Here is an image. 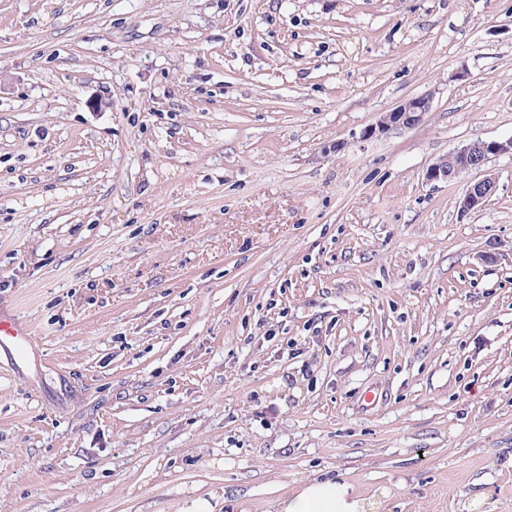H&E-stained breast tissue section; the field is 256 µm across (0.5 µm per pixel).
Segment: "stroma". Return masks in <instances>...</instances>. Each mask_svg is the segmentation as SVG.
<instances>
[{
    "instance_id": "35a3bbf8",
    "label": "stroma",
    "mask_w": 512,
    "mask_h": 512,
    "mask_svg": "<svg viewBox=\"0 0 512 512\" xmlns=\"http://www.w3.org/2000/svg\"><path fill=\"white\" fill-rule=\"evenodd\" d=\"M511 137L512 0H0V512H512ZM431 110V99L427 95L417 96L383 115L367 131V136L384 134L393 129H409L418 125ZM512 154V138L505 141L473 140L441 160L427 171L431 181H453L460 172L481 171L489 160L498 155ZM496 191V181L491 176L470 181L462 195L459 205L462 212L482 207ZM29 337L30 331L27 326L0 310V348L10 344L15 362L19 361V352L24 350ZM362 499L344 482L309 480L302 489L277 503V512H363Z\"/></svg>"
}]
</instances>
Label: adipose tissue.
I'll use <instances>...</instances> for the list:
<instances>
[{
	"instance_id": "obj_1",
	"label": "adipose tissue",
	"mask_w": 512,
	"mask_h": 512,
	"mask_svg": "<svg viewBox=\"0 0 512 512\" xmlns=\"http://www.w3.org/2000/svg\"><path fill=\"white\" fill-rule=\"evenodd\" d=\"M277 512H363L361 498L347 484L313 479L294 494L280 499Z\"/></svg>"
}]
</instances>
